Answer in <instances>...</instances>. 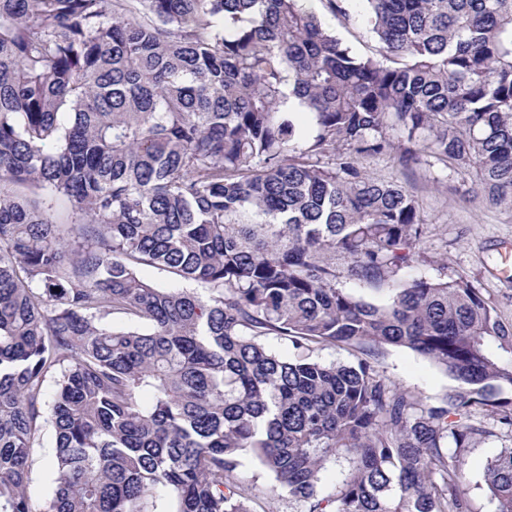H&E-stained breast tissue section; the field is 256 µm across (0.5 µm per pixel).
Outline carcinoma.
<instances>
[{
  "mask_svg": "<svg viewBox=\"0 0 512 512\" xmlns=\"http://www.w3.org/2000/svg\"><path fill=\"white\" fill-rule=\"evenodd\" d=\"M363 2L377 56L301 0H0V512H32L51 374L43 512H253L246 456L305 512H470L471 408L512 430V330L446 267L408 276L420 200L360 160L512 208V0ZM338 255L386 301L336 287ZM386 346L453 393L401 390ZM485 481L512 512V448ZM141 274L146 279L154 282L158 286L165 288H187L188 290L205 293L204 290L195 283H191L181 279L180 277L166 271L154 267L144 266L141 268ZM379 366L381 372L402 389L418 395L428 404L439 402L456 385L427 359L405 348L387 346L379 358ZM54 431L50 423L43 425L39 437L37 438V445L32 457L29 483H28V496L33 508L43 509L47 500L49 499L54 488L55 474L53 473L51 459L52 448L54 446Z\"/></svg>",
  "mask_w": 512,
  "mask_h": 512,
  "instance_id": "cac0c4a2",
  "label": "carcinoma"
}]
</instances>
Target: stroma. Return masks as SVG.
Listing matches in <instances>:
<instances>
[{
	"label": "stroma",
	"mask_w": 512,
	"mask_h": 512,
	"mask_svg": "<svg viewBox=\"0 0 512 512\" xmlns=\"http://www.w3.org/2000/svg\"><path fill=\"white\" fill-rule=\"evenodd\" d=\"M347 16L334 14L325 0L316 11L326 27L335 31L344 43L359 54L377 52L364 18L360 0H349ZM365 173L374 178L398 177L419 198L427 222V231L417 249L422 260L412 270L416 276H432L438 265H445L451 276H461L477 288L493 307L497 318L512 327V270L505 260L512 254V211L491 205L484 194L474 189L460 173L424 165L410 171H397L393 162L367 159ZM383 374L402 389L422 398L425 403L439 402L454 382L427 359L399 347H386L379 359ZM54 431L43 425L32 457L28 496L40 512L54 488L55 475L46 462L52 455ZM512 447V436L499 433L478 440L465 454L466 493L472 512H496V503L485 482L488 463L502 449ZM239 477L261 494L254 503L255 512H302L300 502L280 495L263 496L271 478L252 460H244Z\"/></svg>",
	"instance_id": "1"
}]
</instances>
